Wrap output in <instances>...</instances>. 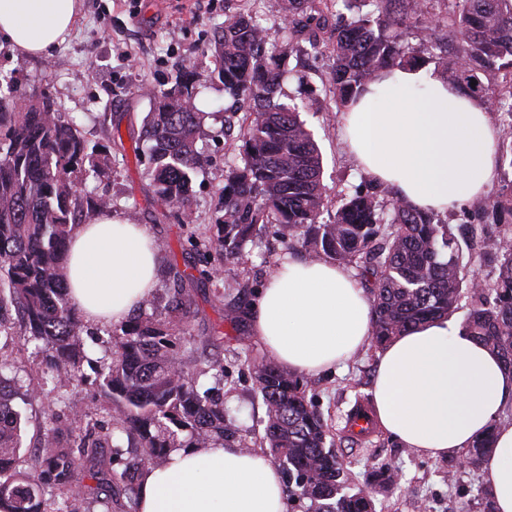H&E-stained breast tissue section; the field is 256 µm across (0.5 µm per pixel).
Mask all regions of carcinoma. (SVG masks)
I'll list each match as a JSON object with an SVG mask.
<instances>
[{
  "label": "carcinoma",
  "instance_id": "cac0c4a2",
  "mask_svg": "<svg viewBox=\"0 0 512 512\" xmlns=\"http://www.w3.org/2000/svg\"><path fill=\"white\" fill-rule=\"evenodd\" d=\"M258 0H246L227 17L210 46L218 77L230 99L224 139L240 143L227 159L220 216L210 248L224 261L243 264L246 246L267 224L279 227L290 249L356 271L370 296L373 340L382 347L427 320L452 316L463 294L472 299L463 327L489 345L512 370V236H493L490 224L512 223V181L491 197L478 224L452 231L438 215L408 207L377 187L356 188L328 209L322 157L301 111L281 101L293 77L290 52L324 50L332 57L327 112H340L383 71L434 65L499 115L498 163L512 173V0H274L276 29L263 23ZM372 6L365 11L363 7ZM447 40L454 62L435 53ZM152 102L142 138L149 143L147 171L162 203L195 222L193 180L205 159L197 148L205 113L197 110L193 73L177 70L163 91L141 86ZM246 109L239 121L237 112ZM100 158L87 151L80 130L57 112L47 94L18 106L14 82L0 75V311L21 308L24 335L41 353L60 386L83 382V322L68 298L67 241L90 216L112 205L104 192L87 188ZM477 244L494 263L495 278L477 290L464 263L462 244ZM192 301L182 285L165 316L138 315L111 334L93 383L98 407L113 430L142 449L118 473L105 458L101 435L89 431L73 443L61 427L45 429L35 470L19 469L22 417L14 400L18 376L0 374V512H79L71 492L89 496L99 512H112V486L138 494L144 462L162 465L176 448L213 444L249 447L224 398L199 390L201 376L184 361L196 340L189 331ZM266 406L263 440L287 473L285 490L302 512H374L371 499L350 492L334 434L307 398L308 384L261 360L252 367ZM492 448V434L474 440L462 454L473 467ZM96 486H82L84 478ZM51 495L46 508L45 495Z\"/></svg>",
  "mask_w": 512,
  "mask_h": 512
}]
</instances>
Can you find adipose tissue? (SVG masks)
Wrapping results in <instances>:
<instances>
[{"label":"adipose tissue","mask_w":512,"mask_h":512,"mask_svg":"<svg viewBox=\"0 0 512 512\" xmlns=\"http://www.w3.org/2000/svg\"><path fill=\"white\" fill-rule=\"evenodd\" d=\"M79 0H0V37L13 52L40 56L63 43ZM345 145L376 183L412 208L445 213L484 198L497 176L498 131L486 106L429 66L397 68L371 83L341 114ZM159 257L145 225L105 211L76 231L65 260L69 298L82 320L125 322L150 299ZM372 305L345 267L284 257L250 307L251 331L289 372L321 373L372 339ZM378 420L391 437L430 458L486 433L482 462L493 512H512V371L455 318L441 317L378 352L372 385ZM137 512H287L270 459L227 445L179 448L140 482Z\"/></svg>","instance_id":"ef3b65f1"}]
</instances>
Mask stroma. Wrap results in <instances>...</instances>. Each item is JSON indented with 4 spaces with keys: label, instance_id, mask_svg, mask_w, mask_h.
Returning a JSON list of instances; mask_svg holds the SVG:
<instances>
[{
    "label": "stroma",
    "instance_id": "stroma-1",
    "mask_svg": "<svg viewBox=\"0 0 512 512\" xmlns=\"http://www.w3.org/2000/svg\"><path fill=\"white\" fill-rule=\"evenodd\" d=\"M240 0H82L71 37L44 57L14 54L0 48V73L11 76L18 95L30 99L49 94L62 115L72 120L89 145L107 146L110 160L95 180L98 191L111 196L115 211L131 222L145 225L159 243L158 285L152 295L156 312H163L174 274L190 271L184 286L192 296L195 312L190 332L195 338L223 336L221 346H202L190 359L196 367L218 361L224 365L223 381L213 375L201 377V389L223 388L226 404L233 408L252 450H260L266 407L254 390L252 363L266 352L252 336L248 322L231 324L230 306L249 307L260 288L273 274L287 250L274 228L262 230L248 245V263L230 264L211 256L201 270H188L193 241L209 239L224 184V162L228 156L224 135V109L229 103L217 66L207 50L210 40ZM192 66L199 89L200 108L211 113L210 129L199 143L206 158L195 178L193 228L182 225L177 210L157 201L145 163L133 149L138 145L143 120L150 109L148 99L135 91L146 84L154 89L170 88L179 66ZM300 76L286 81L287 95L301 100L324 93L329 87L331 60L325 54L300 58ZM304 118L323 155V180L331 195L347 193L366 177L348 154L342 141L340 116L333 112H308ZM120 133L122 147L111 144L112 133ZM376 346H369L337 372L307 375L308 396L332 426L336 450L344 458L348 485L364 490L375 512H486L488 478L481 467L457 468V455L431 459L401 446L382 428L366 439L350 435L346 415L355 404L370 405L371 381L377 362ZM0 361L21 368L24 383L35 394L18 402L26 419L25 468H33L47 417L61 413L52 384L46 383L40 358L22 334L0 344ZM62 393L80 415L61 414L70 435L94 424L108 434L109 445L126 446L124 434L113 432L108 415L97 409L90 386L73 382ZM388 465L398 476L395 484L373 481L372 472Z\"/></svg>",
    "mask_w": 512,
    "mask_h": 512
}]
</instances>
